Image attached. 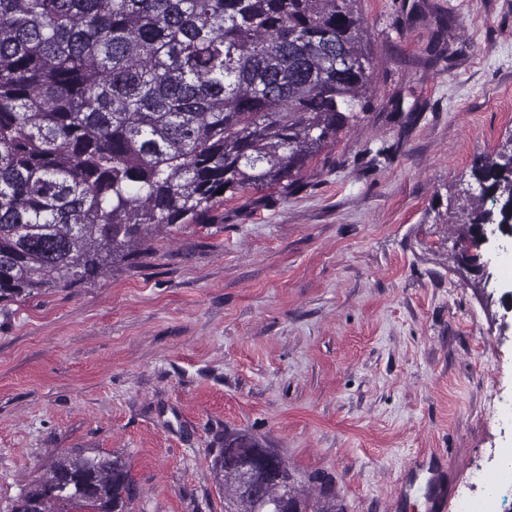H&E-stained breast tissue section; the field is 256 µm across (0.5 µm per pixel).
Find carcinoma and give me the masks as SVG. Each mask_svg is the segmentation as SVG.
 I'll list each match as a JSON object with an SVG mask.
<instances>
[{"label":"carcinoma","instance_id":"carcinoma-1","mask_svg":"<svg viewBox=\"0 0 512 512\" xmlns=\"http://www.w3.org/2000/svg\"><path fill=\"white\" fill-rule=\"evenodd\" d=\"M355 0H0V302L68 288L220 198L293 189L364 111L369 55ZM474 228L512 229V140L475 161ZM283 465L277 490L238 494L237 463ZM224 512H344L314 498L278 448L224 428L211 460ZM126 460L60 455L11 512H129Z\"/></svg>","mask_w":512,"mask_h":512}]
</instances>
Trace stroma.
Segmentation results:
<instances>
[{
	"instance_id": "stroma-1",
	"label": "stroma",
	"mask_w": 512,
	"mask_h": 512,
	"mask_svg": "<svg viewBox=\"0 0 512 512\" xmlns=\"http://www.w3.org/2000/svg\"><path fill=\"white\" fill-rule=\"evenodd\" d=\"M355 8L368 107L297 188L0 302V512L75 450L124 457L132 512H224L228 426L330 475L344 512L483 498L512 450V266L456 240L475 159L512 138V0Z\"/></svg>"
}]
</instances>
